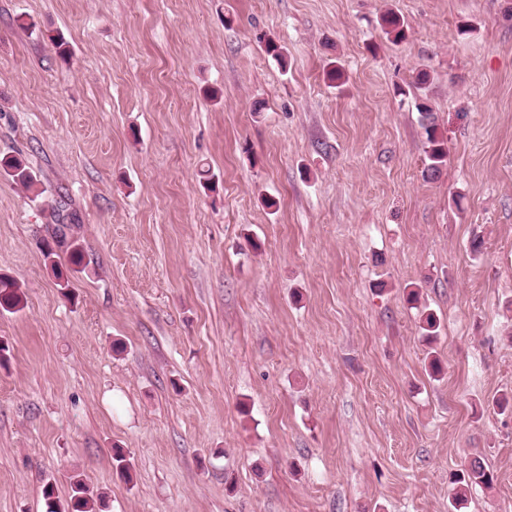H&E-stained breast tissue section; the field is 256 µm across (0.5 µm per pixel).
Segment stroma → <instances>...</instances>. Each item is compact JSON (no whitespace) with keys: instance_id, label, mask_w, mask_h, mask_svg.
Segmentation results:
<instances>
[{"instance_id":"stroma-1","label":"stroma","mask_w":512,"mask_h":512,"mask_svg":"<svg viewBox=\"0 0 512 512\" xmlns=\"http://www.w3.org/2000/svg\"><path fill=\"white\" fill-rule=\"evenodd\" d=\"M17 153L42 194L0 175V512L73 473L105 512H512V0H0ZM474 457L495 481L453 504ZM416 109L419 112L420 125L424 130L426 139V163L423 175L428 179H434L441 174L446 166L448 150L435 123L433 109L426 102V98L421 99V102L416 105ZM69 224H58L56 233L53 239V243L57 247H61L63 245H67L69 262L74 267L63 268L61 264L58 263L56 257L58 254L54 247L49 243H45L42 251L45 258L50 262V266L58 280H63L68 283V273L71 271H77L82 265L84 260V255L80 245L76 240H68V231L71 229L70 224H78L79 218L76 213H71L69 215ZM25 293L20 285L11 278L0 277V310L18 312L25 306Z\"/></svg>"}]
</instances>
